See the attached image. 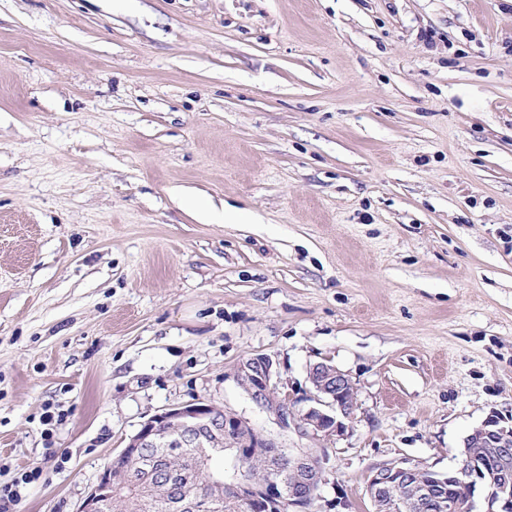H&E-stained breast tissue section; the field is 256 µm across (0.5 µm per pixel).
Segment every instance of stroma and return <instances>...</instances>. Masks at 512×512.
<instances>
[{
	"mask_svg": "<svg viewBox=\"0 0 512 512\" xmlns=\"http://www.w3.org/2000/svg\"><path fill=\"white\" fill-rule=\"evenodd\" d=\"M261 354L294 396L324 360L354 385L309 512H373L372 468L444 474L512 422V0H0L19 512H77L198 400L313 447L236 383Z\"/></svg>",
	"mask_w": 512,
	"mask_h": 512,
	"instance_id": "obj_1",
	"label": "stroma"
}]
</instances>
